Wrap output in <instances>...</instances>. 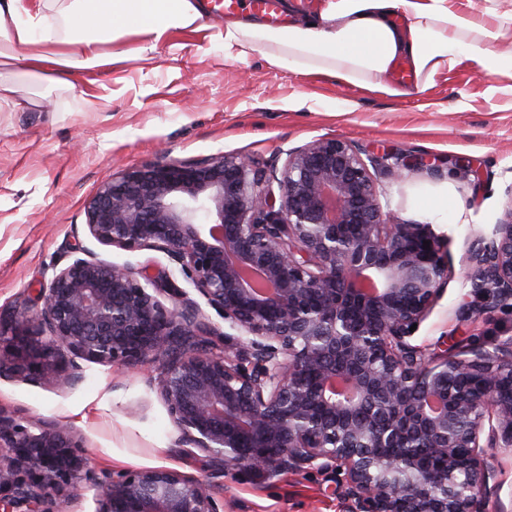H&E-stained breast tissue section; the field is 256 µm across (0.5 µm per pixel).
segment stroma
I'll return each mask as SVG.
<instances>
[{"instance_id":"stroma-1","label":"stroma","mask_w":512,"mask_h":512,"mask_svg":"<svg viewBox=\"0 0 512 512\" xmlns=\"http://www.w3.org/2000/svg\"><path fill=\"white\" fill-rule=\"evenodd\" d=\"M204 23L197 32L173 33L153 53H132L129 41H121L128 51L121 62L68 71L64 88L13 69L21 96L38 93L42 106H0V314L40 309V288L76 241L107 263L163 261L159 252L97 244L88 233L89 199L123 170L218 153L269 160L336 137L371 155L403 153L427 162L379 177L391 211L430 224L448 244L452 275L411 345L440 356L512 336V313H463L474 301L468 243L491 232L512 184V74H480L463 64L426 91L390 98L273 67L259 51L243 61L225 59L223 43L210 37L215 18L205 16ZM466 167L478 177L463 178ZM80 366L75 385L66 361L53 383L0 378V409L67 424L103 472L169 468L208 478L224 512H345L339 487L321 474L273 483L227 474L201 450L180 444L159 392L157 363ZM489 461L497 482L487 494L488 512H512V450L493 449Z\"/></svg>"}]
</instances>
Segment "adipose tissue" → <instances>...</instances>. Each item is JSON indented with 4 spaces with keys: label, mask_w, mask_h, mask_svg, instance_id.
Wrapping results in <instances>:
<instances>
[{
    "label": "adipose tissue",
    "mask_w": 512,
    "mask_h": 512,
    "mask_svg": "<svg viewBox=\"0 0 512 512\" xmlns=\"http://www.w3.org/2000/svg\"><path fill=\"white\" fill-rule=\"evenodd\" d=\"M204 11L203 0H0V69L17 65L37 82L61 86L67 70L121 59L118 41L136 39L143 53L169 32L201 30ZM496 37L488 20L462 11L457 0H321L317 17L283 28L257 18L223 26L225 58L260 51L274 66L393 98L427 90L466 62L512 72V51L483 48ZM401 60L415 86L390 80Z\"/></svg>",
    "instance_id": "ef3b65f1"
}]
</instances>
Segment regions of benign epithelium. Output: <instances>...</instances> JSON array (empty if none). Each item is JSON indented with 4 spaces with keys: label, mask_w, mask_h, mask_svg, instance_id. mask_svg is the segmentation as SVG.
<instances>
[{
    "label": "benign epithelium",
    "mask_w": 512,
    "mask_h": 512,
    "mask_svg": "<svg viewBox=\"0 0 512 512\" xmlns=\"http://www.w3.org/2000/svg\"><path fill=\"white\" fill-rule=\"evenodd\" d=\"M421 164L318 138L281 167L221 154L124 171L87 203L88 233L169 267L71 245L42 308L0 331V377L51 383L68 356L153 359L182 440L226 473L315 470L342 484L347 512H487L486 449L512 447V337L435 359L408 342L448 282V251L432 225L383 206L377 172ZM507 195L468 249L473 313L512 311V185ZM451 377L470 384L451 393ZM1 448L0 512H56L79 481L97 512H222L206 481L172 469L97 472L60 422L0 410ZM417 448L441 464L423 467Z\"/></svg>",
    "instance_id": "benign-epithelium-1"
}]
</instances>
